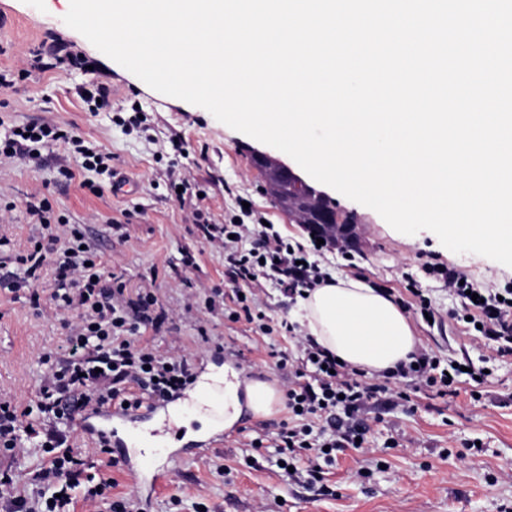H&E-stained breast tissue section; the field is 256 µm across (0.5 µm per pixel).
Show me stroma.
<instances>
[{"label": "stroma", "mask_w": 512, "mask_h": 512, "mask_svg": "<svg viewBox=\"0 0 512 512\" xmlns=\"http://www.w3.org/2000/svg\"><path fill=\"white\" fill-rule=\"evenodd\" d=\"M70 0H0V70L17 71L25 54L42 43H55L85 57L91 71L31 70L15 88H0V137L12 125L47 120L74 127L86 140L112 152L117 174L134 184L130 193L104 191L95 196L81 189L90 172L76 156L58 146L39 159L0 161V235L23 248L37 232L25 202L31 195L49 198L55 214L79 226L120 276L126 298L153 285L161 307L175 315L155 338L161 351H178L208 372L233 363L244 376L284 386L271 349L292 350L290 339L262 337L250 324L203 314L211 289L224 287V253L203 244L195 225L186 221L190 203L172 198L168 160L159 159L172 137H181L187 154L179 168L206 193L203 202L212 220L223 222L232 195L248 198L255 213L281 235L308 244L300 225L289 220L264 193L250 161L262 142L215 119L206 109L164 95L103 54L63 17ZM111 90L112 108L88 112L80 90L90 84ZM139 105L147 116L141 126L113 122L115 111ZM70 168L75 180L61 185L60 168ZM338 209L354 216L360 247L341 254L317 255L330 275H359L377 288H388L399 304L410 302L408 284H415L439 309L435 324L408 311L421 348L442 359L472 361L489 368L483 382L459 385L454 397L413 394L409 403H385L370 408L369 452L337 451L326 478L331 495L318 496L292 481L275 464L272 440L287 421V408L265 419H242L228 431L223 447L180 470L152 495L143 497L145 512H256L258 503L276 512H512V358L497 357L493 346L464 335L449 313L458 302L429 267H456L482 286L512 283V267L487 257L457 254L445 248L431 231L408 236L394 230L377 212L338 191H330ZM130 213L125 240L113 236L111 219ZM195 263H182L183 250ZM61 319L0 294V394L24 403L44 372L40 355L61 345ZM262 440L259 448L251 440ZM481 448H474V441Z\"/></svg>", "instance_id": "1"}]
</instances>
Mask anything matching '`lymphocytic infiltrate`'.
Here are the masks:
<instances>
[{
  "label": "lymphocytic infiltrate",
  "instance_id": "lymphocytic-infiltrate-1",
  "mask_svg": "<svg viewBox=\"0 0 512 512\" xmlns=\"http://www.w3.org/2000/svg\"><path fill=\"white\" fill-rule=\"evenodd\" d=\"M66 145L82 158L84 169L111 173L112 156L89 149L74 129L51 122H30L0 139V157L34 154L36 148ZM49 198H34L27 213L39 224L25 250L11 248L0 238V291L24 295L32 305L47 301L56 315L70 317L65 344L40 360L45 375L32 405L0 408V460L25 453L33 443L47 465L38 478L42 486L34 496L22 494L12 469L0 470V512H72V492L83 488V500L95 506L112 481L89 473L86 462L71 443L70 421L91 405L120 401L132 407L165 401L185 390L195 376V362L183 354L160 353L147 339V330H159L169 319L159 307L153 289L142 288L133 301L125 300L117 277L85 235L65 221H52ZM188 220L204 243L224 251V278L230 293L213 290L207 311L223 309L225 317L253 324L265 336L294 333L287 320H273L256 311L251 294L242 287L272 282L297 295L324 284L328 276L311 262L304 247L285 240L273 226L254 219L252 209L234 202L224 211L223 223L197 208ZM55 270V284L41 297L38 282L44 267ZM440 276L448 292L460 302L451 316L472 336L495 342L499 357H512V288H484L455 267ZM300 357L278 351L276 365L288 380L289 421L282 425L273 446L280 461L293 470L292 478L324 485L326 465L334 451L356 447L367 437L364 416L369 402H382L397 385L412 383L444 397L455 395L461 368L442 363L436 355L418 351L395 371L366 378L364 372L336 361L312 337L296 335Z\"/></svg>",
  "mask_w": 512,
  "mask_h": 512
}]
</instances>
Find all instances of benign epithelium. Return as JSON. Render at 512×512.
I'll use <instances>...</instances> for the list:
<instances>
[{"mask_svg":"<svg viewBox=\"0 0 512 512\" xmlns=\"http://www.w3.org/2000/svg\"><path fill=\"white\" fill-rule=\"evenodd\" d=\"M253 160L265 181L285 184L287 200H279L277 204L289 217H297L299 209L306 210L310 204H320V207L311 210L309 220L302 224V228L309 235L320 237L333 246L357 245L358 233L356 225L351 223L350 216L337 209L321 206V203L329 200L325 191L308 181L280 157L269 152L255 150Z\"/></svg>","mask_w":512,"mask_h":512,"instance_id":"1","label":"benign epithelium"}]
</instances>
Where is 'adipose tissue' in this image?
Segmentation results:
<instances>
[{
    "mask_svg": "<svg viewBox=\"0 0 512 512\" xmlns=\"http://www.w3.org/2000/svg\"><path fill=\"white\" fill-rule=\"evenodd\" d=\"M309 336L352 368L366 374L395 369L417 349L409 320L395 299L360 279L331 276L300 300ZM282 395L269 383L242 379L224 368V426L234 427L243 413L273 414Z\"/></svg>",
    "mask_w": 512,
    "mask_h": 512,
    "instance_id": "obj_1",
    "label": "adipose tissue"
}]
</instances>
